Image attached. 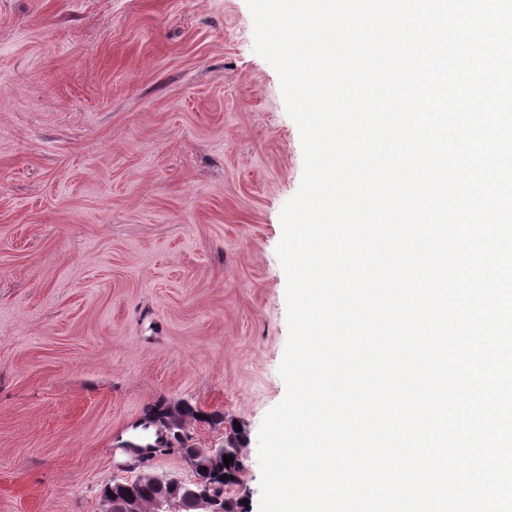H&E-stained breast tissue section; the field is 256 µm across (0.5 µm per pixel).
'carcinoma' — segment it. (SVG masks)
<instances>
[{
  "label": "carcinoma",
  "instance_id": "cac0c4a2",
  "mask_svg": "<svg viewBox=\"0 0 512 512\" xmlns=\"http://www.w3.org/2000/svg\"><path fill=\"white\" fill-rule=\"evenodd\" d=\"M155 415L160 419H168L174 427V437L179 432H185L188 420L196 418L194 410L187 404L174 408L161 405L155 410ZM242 450V432L232 425L224 438V454L233 458L227 465L221 459H211L210 455L200 452L198 448H174L172 452L188 459L200 485L210 487L220 500L219 507L222 512H241V499L230 496L225 487L238 480L242 471ZM187 489L186 485H162L144 480L130 483L125 487L106 486L102 490V497L109 509L114 508V504L120 500L132 498L138 502L142 512H153L159 499L170 496L180 498Z\"/></svg>",
  "mask_w": 512,
  "mask_h": 512
}]
</instances>
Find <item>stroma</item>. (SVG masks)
<instances>
[{"label": "stroma", "mask_w": 512, "mask_h": 512, "mask_svg": "<svg viewBox=\"0 0 512 512\" xmlns=\"http://www.w3.org/2000/svg\"><path fill=\"white\" fill-rule=\"evenodd\" d=\"M246 0H0V512H106L147 412L285 395L300 131Z\"/></svg>", "instance_id": "35a3bbf8"}]
</instances>
